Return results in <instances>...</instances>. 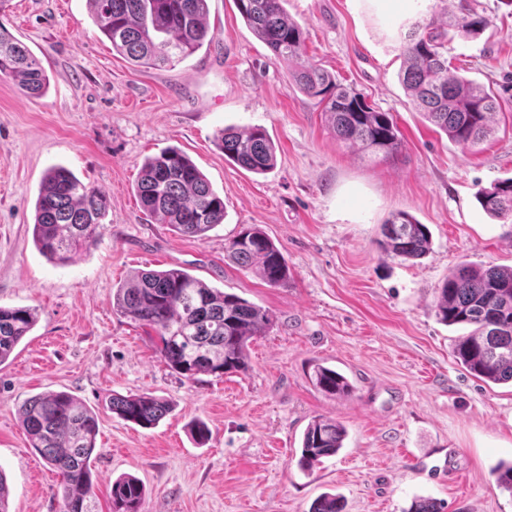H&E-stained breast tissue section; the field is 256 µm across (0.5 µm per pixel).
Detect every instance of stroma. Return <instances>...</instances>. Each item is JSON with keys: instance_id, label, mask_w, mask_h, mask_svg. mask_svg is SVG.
I'll return each instance as SVG.
<instances>
[{"instance_id": "obj_1", "label": "stroma", "mask_w": 512, "mask_h": 512, "mask_svg": "<svg viewBox=\"0 0 512 512\" xmlns=\"http://www.w3.org/2000/svg\"><path fill=\"white\" fill-rule=\"evenodd\" d=\"M490 19L448 45L453 66L489 87L501 108L493 133L465 149L417 112L401 85V22L416 0H287L314 64L392 113L402 148L368 158L336 141L321 105L290 88L288 67L259 41L233 0H209L214 35L175 66L142 68L113 51L87 0H10L0 27L49 77L33 98L0 80V305L38 321L0 365V469L9 512H60V477L29 448L18 409L66 391L98 415L94 491L107 512L113 481L138 477L142 512H309L340 496L345 512H407L414 498L443 512H512L495 466L512 460V385L484 383L455 359L468 327L435 314V291L468 263L512 266V222L475 194L512 177V0H477ZM259 126L276 146L265 174L228 160L221 129ZM180 149L224 197L222 224L197 240L143 213L135 183L146 157ZM63 166L103 191L96 245L65 264L34 244V204L48 168ZM405 211L428 225L432 250L405 261L379 247L381 226ZM256 225L288 264L273 287L224 257ZM178 268L270 316L248 345L244 373L186 379L146 328L112 307L140 270ZM354 385L319 391L315 364ZM150 393L171 406L153 428L117 418L112 395ZM342 423L343 448L312 470L297 466L312 418ZM203 421L209 439L190 428Z\"/></svg>"}]
</instances>
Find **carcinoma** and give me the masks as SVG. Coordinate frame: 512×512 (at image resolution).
Wrapping results in <instances>:
<instances>
[{
  "instance_id": "carcinoma-1",
  "label": "carcinoma",
  "mask_w": 512,
  "mask_h": 512,
  "mask_svg": "<svg viewBox=\"0 0 512 512\" xmlns=\"http://www.w3.org/2000/svg\"><path fill=\"white\" fill-rule=\"evenodd\" d=\"M91 17L112 49L137 66L171 65L199 49L209 38L208 0H88ZM286 0H234L251 28L279 60L288 63L289 84L325 105L336 139L368 155L394 156L400 148L389 112L369 106L361 94L338 84L328 71L304 59L303 29L285 11ZM489 18L470 2L408 24L401 43L400 80L417 111L452 142L473 147L492 132L496 96L448 62L455 37L479 36ZM0 78L25 95L43 96L49 78L31 51L0 28ZM224 156L248 172L265 174L276 164V147L265 129H225L217 136ZM136 193L147 217L198 240L224 223V198L179 149L169 147L145 158ZM477 201L490 216L512 217V178L481 189ZM109 208L107 197L71 170L48 169L35 203L33 237L49 260L65 263L70 254L96 242ZM381 249L390 255L421 259L431 250V232L413 215L399 211L382 225ZM227 258L251 269L270 286L288 280L281 251L259 228L246 227L225 246ZM113 309L155 332V344L168 367L186 379L198 374L221 376L248 369L250 339L269 328L266 310L234 294L213 288L182 269L141 270L116 290ZM439 320L472 330L459 339L460 363L486 383H512V267L459 265L436 291ZM37 321L29 307L0 306V365ZM312 381L321 392L348 396L354 386L345 375L323 365ZM110 410L143 428L159 424L170 412L168 402L150 394L112 395ZM19 422L29 447L61 477L62 512H99L93 489V462L99 431L96 412L68 392L28 398ZM345 427L315 418L302 438L298 466L312 468L344 446ZM144 485L125 475L112 483L109 512H141ZM311 512H344L336 495L317 498Z\"/></svg>"
}]
</instances>
